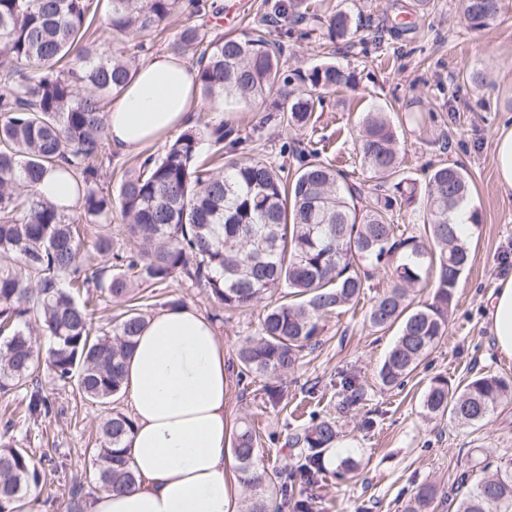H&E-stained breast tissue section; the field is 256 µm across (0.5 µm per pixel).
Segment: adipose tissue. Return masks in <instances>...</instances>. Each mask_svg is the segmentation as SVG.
Masks as SVG:
<instances>
[{
	"label": "adipose tissue",
	"instance_id": "ef3b65f1",
	"mask_svg": "<svg viewBox=\"0 0 512 512\" xmlns=\"http://www.w3.org/2000/svg\"><path fill=\"white\" fill-rule=\"evenodd\" d=\"M198 98L196 68L171 53L152 55L108 111L113 149L136 153L180 131ZM488 316L498 350L512 355V276L500 280ZM126 385L135 419L126 455L137 483L94 492L91 512H237L226 477L228 376L214 325L186 306L149 318Z\"/></svg>",
	"mask_w": 512,
	"mask_h": 512
}]
</instances>
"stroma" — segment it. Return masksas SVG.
<instances>
[{"mask_svg": "<svg viewBox=\"0 0 512 512\" xmlns=\"http://www.w3.org/2000/svg\"><path fill=\"white\" fill-rule=\"evenodd\" d=\"M225 13L236 15L232 27L213 19L212 33L232 30L243 34L273 14L278 0H220ZM321 17L337 10L349 12L360 28L350 43H330L325 29L295 24V37L286 41L287 69H307L332 58L355 76L356 89L326 95L315 112L313 127L291 132L267 115L273 102L227 105L200 100L196 119L224 123L245 137V156L273 165L284 161L285 144L314 142L323 158L351 173L362 186L370 174L362 166L355 141L364 113L386 109L401 140L407 176L424 179L428 165L459 163L472 180L473 205L481 215L469 241L471 268L457 290V304L448 321L446 338L405 385L384 389L377 367L388 352L392 334L373 332L366 312L376 284L387 281L384 270L374 273L373 288L359 302L335 311L326 321L323 344L302 358L294 373L280 380L286 408L272 407L261 383L240 388L229 383L225 414L229 422L247 419L261 436L255 465L269 472L285 471L296 460L282 447L288 433L303 428L310 416L335 419L339 437L325 455L327 472L308 495L314 512H401L414 489L433 482L450 489L461 472L480 476L485 457L512 458V401L503 404L484 428L446 425L426 418L421 395L431 378L441 375L452 383L478 372L512 378L504 354L496 349L486 315L487 303L500 279L512 275V195L504 196L496 176L494 139L502 122L512 118V0H501L495 23L475 33L461 15L458 0H306ZM477 73L482 86L469 80ZM155 315L156 304L169 296L183 299L205 316L217 304L185 279L146 289ZM261 306L225 315L218 323L228 366L237 363L241 343L259 331ZM352 378L363 397L341 407L342 376ZM55 391L58 416L39 423L17 425L16 446L34 454L50 453L44 481L33 490L30 512H59L73 481L92 486L91 463L84 448L102 417L98 407L85 404L78 393ZM359 461L354 473L335 474L338 460Z\"/></svg>", "mask_w": 512, "mask_h": 512, "instance_id": "35a3bbf8", "label": "stroma"}]
</instances>
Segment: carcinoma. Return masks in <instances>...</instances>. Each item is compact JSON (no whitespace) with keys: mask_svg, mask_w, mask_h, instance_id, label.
Returning a JSON list of instances; mask_svg holds the SVG:
<instances>
[{"mask_svg":"<svg viewBox=\"0 0 512 512\" xmlns=\"http://www.w3.org/2000/svg\"><path fill=\"white\" fill-rule=\"evenodd\" d=\"M303 0H288L278 15L308 20ZM191 9L219 15L218 0H0V390L24 388L23 410L0 429V512L39 486L45 470L13 443L16 424L58 413L39 380L46 366L56 386L71 388L91 405L107 407L125 388L126 360L146 324L135 289L186 277L205 289L223 311L250 308L267 299L257 335L238 350L237 382L279 378L303 353L321 346L325 318L352 306L371 287L373 270H389L388 282L366 314L375 332L397 328L377 368L386 389L403 385L445 338L460 278L472 261L470 242L449 214L471 206L470 177L461 164L430 170L421 186L403 172L400 137L384 111L369 112L357 133L361 162L372 187L348 180L320 157V150L289 147L293 177L260 158L237 157L243 139L224 124L185 129L158 156L127 171L118 195L103 187L100 171L114 152L107 105L137 70L123 49L104 51L94 35L107 20L113 40L134 41ZM467 26L481 31L500 13V0H459ZM359 24L344 10L328 20L330 42L350 41ZM191 57L201 96L210 100L274 101L293 130L307 128L322 95L350 87L353 75L332 60L289 74L285 44L266 26L235 35H213L206 24L186 25L173 42ZM210 142L225 155L214 168L200 158ZM49 168L74 182L77 205L63 212L37 195ZM423 208L424 238L404 236L396 214ZM120 209L133 247H115L112 212ZM267 242L253 264L246 235ZM428 288L427 300L414 292ZM124 307L95 326L103 302ZM53 343L45 361L35 352L31 317ZM512 400V379L477 373L454 385L436 376L422 396L427 416L482 428L499 405ZM134 420L120 410L103 419L87 444L98 487L135 484L124 454ZM339 431L329 419L288 434L300 449L272 495L267 473L254 459L261 437L245 420L233 429L231 450L238 480L249 491L242 512H312L306 491L326 467L325 451ZM488 475L456 479L454 512H512V458L487 463ZM446 498L433 483L416 488L403 512H434ZM89 493L74 481L64 512H88Z\"/></svg>","mask_w":512,"mask_h":512,"instance_id":"1","label":"carcinoma"}]
</instances>
